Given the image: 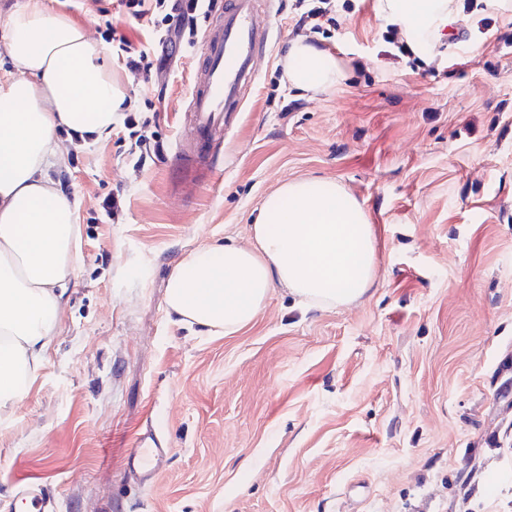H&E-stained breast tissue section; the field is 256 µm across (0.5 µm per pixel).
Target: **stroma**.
<instances>
[{
	"label": "stroma",
	"mask_w": 512,
	"mask_h": 512,
	"mask_svg": "<svg viewBox=\"0 0 512 512\" xmlns=\"http://www.w3.org/2000/svg\"><path fill=\"white\" fill-rule=\"evenodd\" d=\"M93 40L146 42L112 0H46ZM378 0H336L327 34L295 0L259 22L267 56L224 128L220 177L189 189L174 158L200 40L177 66L126 68L103 46L136 123L49 175L77 205L81 259L38 378L0 420V506L29 482L56 512H512V0H452L425 57L391 58ZM333 55L335 84L282 72L292 41ZM159 144L142 157L141 143ZM342 187L374 235V286L349 306L274 288L230 335L170 313L174 265L249 243L284 182ZM119 197L108 218L102 204ZM170 454L139 482L128 459ZM169 452L168 448L160 447L150 435L144 436L136 448L132 449L133 469L140 473L143 480L151 482L166 461Z\"/></svg>",
	"instance_id": "35a3bbf8"
}]
</instances>
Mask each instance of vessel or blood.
<instances>
[{"label":"vessel or blood","instance_id":"b4317fda","mask_svg":"<svg viewBox=\"0 0 512 512\" xmlns=\"http://www.w3.org/2000/svg\"><path fill=\"white\" fill-rule=\"evenodd\" d=\"M257 0H224V11L206 32L202 55L194 71L188 111L190 136L176 162L197 185L210 184L218 174L217 146L225 123L242 107L245 86L257 78L259 56L268 50L270 31L256 21ZM169 454L151 436L131 452L132 466L152 481ZM52 490L38 483L23 486L10 503L11 512H55Z\"/></svg>","mask_w":512,"mask_h":512}]
</instances>
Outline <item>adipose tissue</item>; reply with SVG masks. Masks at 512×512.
<instances>
[{
	"mask_svg": "<svg viewBox=\"0 0 512 512\" xmlns=\"http://www.w3.org/2000/svg\"><path fill=\"white\" fill-rule=\"evenodd\" d=\"M389 23L422 51L450 23L447 0H379ZM0 34L19 76L0 80V414L21 400L57 336L63 298L79 261L76 206L47 177L63 151L58 130L97 139L125 102L103 50L66 14L23 0ZM336 59L293 41L291 84L309 89L336 77ZM253 242L205 246L168 281L178 322L207 334L249 324L274 287L300 305H348L376 280L373 231L361 205L338 186L281 184L251 226Z\"/></svg>",
	"mask_w": 512,
	"mask_h": 512,
	"instance_id": "1",
	"label": "adipose tissue"
}]
</instances>
